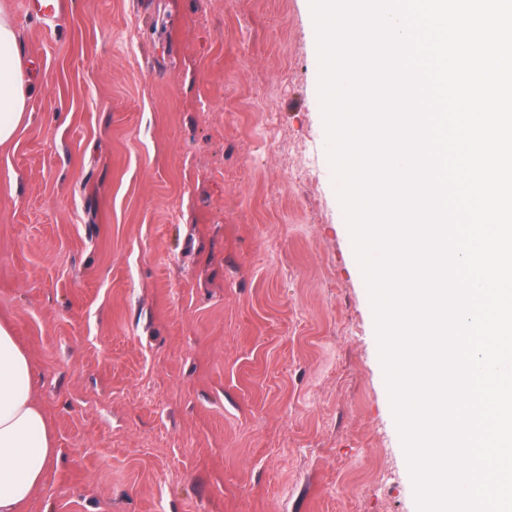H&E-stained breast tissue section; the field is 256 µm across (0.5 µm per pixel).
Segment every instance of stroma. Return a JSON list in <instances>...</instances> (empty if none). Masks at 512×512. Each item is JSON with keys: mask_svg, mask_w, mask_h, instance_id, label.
<instances>
[{"mask_svg": "<svg viewBox=\"0 0 512 512\" xmlns=\"http://www.w3.org/2000/svg\"><path fill=\"white\" fill-rule=\"evenodd\" d=\"M18 2L0 321L60 453L25 512H418L311 0Z\"/></svg>", "mask_w": 512, "mask_h": 512, "instance_id": "1", "label": "stroma"}]
</instances>
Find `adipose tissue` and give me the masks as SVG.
Returning a JSON list of instances; mask_svg holds the SVG:
<instances>
[{
  "instance_id": "ef3b65f1",
  "label": "adipose tissue",
  "mask_w": 512,
  "mask_h": 512,
  "mask_svg": "<svg viewBox=\"0 0 512 512\" xmlns=\"http://www.w3.org/2000/svg\"><path fill=\"white\" fill-rule=\"evenodd\" d=\"M27 97L16 24L0 12V146L14 140ZM32 372L9 326L0 324V512H22L57 458L51 425L31 395Z\"/></svg>"
}]
</instances>
